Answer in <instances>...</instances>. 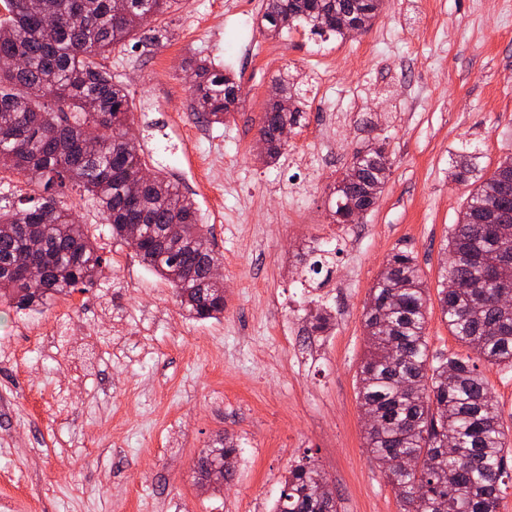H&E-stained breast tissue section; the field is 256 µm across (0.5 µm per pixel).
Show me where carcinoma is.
Segmentation results:
<instances>
[{
  "mask_svg": "<svg viewBox=\"0 0 512 512\" xmlns=\"http://www.w3.org/2000/svg\"><path fill=\"white\" fill-rule=\"evenodd\" d=\"M115 0H3L0 6V181L17 176L32 195L24 208L0 207V302L19 309L37 307L57 294L96 285L104 259L100 247L74 216L72 193L89 196L112 238L128 243L127 224L162 229L180 225L175 242L142 245L141 261L171 283L180 305L199 320L224 314L222 282L208 281L219 258L201 224L195 202L160 169L149 167L140 143L126 137L131 117L127 89L97 61L137 39L147 46L158 36L147 28L152 18L178 0H128L122 14ZM379 0H263L261 27L270 36L301 27L327 40L347 37L341 21L369 29ZM331 18L319 30V16ZM197 78L192 111L208 125H222L237 98L233 77L205 59L189 64ZM278 86L292 105L281 111L269 100L259 133L268 143L265 163H277L285 147L278 137L284 123L304 119L305 91L281 77ZM98 132V147L85 145L88 129ZM384 144L358 151L344 171L343 186L333 187L331 217L354 203L370 209L390 174ZM476 158L462 155L453 180L474 178ZM328 249L308 253V272L328 264ZM443 262L441 312L449 331L466 352L429 354L427 288L415 258L389 256L365 308L368 352L358 372V398L364 414L366 448L392 486L404 512H498L501 485L512 480L500 411L478 361L512 367V305L497 304L512 293V272L498 270L512 255V167L497 169L471 192L448 238ZM32 255L43 267L42 281L31 284L8 267ZM331 314L310 315L311 331L331 329ZM454 448H448V439ZM224 449L208 448L199 458L200 482L237 472L239 444L224 438ZM399 455L421 461L398 472ZM325 477L311 461L289 466L273 512H337Z\"/></svg>",
  "mask_w": 512,
  "mask_h": 512,
  "instance_id": "cac0c4a2",
  "label": "carcinoma"
}]
</instances>
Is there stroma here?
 <instances>
[{
  "label": "stroma",
  "mask_w": 512,
  "mask_h": 512,
  "mask_svg": "<svg viewBox=\"0 0 512 512\" xmlns=\"http://www.w3.org/2000/svg\"><path fill=\"white\" fill-rule=\"evenodd\" d=\"M260 0H179L151 25L158 45L104 58L132 98V132L152 165L192 197L224 279V313L198 320L173 286L113 241L92 201L78 211L105 262L94 288L37 311L0 302V500L16 512H272L290 464L315 460L337 512H402L365 448L357 374L364 311L395 251L429 292L432 351H460L439 302L448 237L471 190L450 176L461 151L483 176L512 158V0H387L362 36L271 37ZM232 74L229 122L190 110V60ZM324 71L283 157L255 153L279 74ZM385 143L392 166L374 207L333 223L330 192L356 151ZM335 239L331 287L309 288L310 240ZM335 316L308 335L316 301ZM236 440L234 481L203 489L197 464Z\"/></svg>",
  "instance_id": "1"
}]
</instances>
